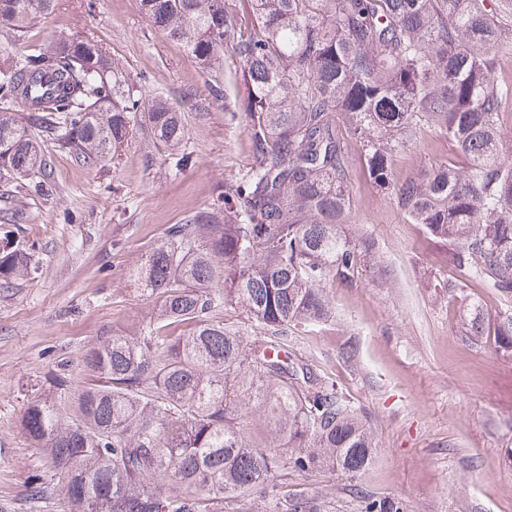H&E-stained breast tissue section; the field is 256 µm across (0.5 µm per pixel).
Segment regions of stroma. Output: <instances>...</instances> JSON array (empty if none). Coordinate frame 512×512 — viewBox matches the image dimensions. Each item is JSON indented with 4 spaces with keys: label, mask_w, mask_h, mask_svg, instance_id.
<instances>
[{
    "label": "stroma",
    "mask_w": 512,
    "mask_h": 512,
    "mask_svg": "<svg viewBox=\"0 0 512 512\" xmlns=\"http://www.w3.org/2000/svg\"><path fill=\"white\" fill-rule=\"evenodd\" d=\"M62 32L98 40L132 94L177 105L189 160L174 165L139 134L102 167L47 142L50 195L19 194L0 180V216H21L18 236L36 263L27 279L0 287V512H31V483L51 479L20 427L29 403L63 365L76 395L88 380L85 352L149 320L154 301L129 281V266L254 162L249 88L233 58L224 60L225 99H211L206 76L139 0H53L20 40L0 37V50L34 53ZM344 151L348 233L374 242L377 265L350 285L327 281L330 317L289 330L285 342L292 362L368 412L378 448L355 478L289 472L288 494L319 496L324 512H364L369 497L398 502L401 512H512V354L473 346L461 332L468 303L512 315V298L471 285L452 299L434 287L453 272L447 247L428 243L370 181L358 142ZM447 157V140L422 127L397 154L394 175L417 176Z\"/></svg>",
    "instance_id": "stroma-1"
}]
</instances>
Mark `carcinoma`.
<instances>
[{"mask_svg": "<svg viewBox=\"0 0 512 512\" xmlns=\"http://www.w3.org/2000/svg\"><path fill=\"white\" fill-rule=\"evenodd\" d=\"M53 0H0V31L21 35ZM244 23L224 0H140L152 25L209 76L231 52L250 88L253 167L217 202L170 225L128 271L159 307L133 336H106L84 357L92 373L66 421L55 392L32 400L21 426L51 471L27 498L52 512H321L288 498V471L364 473L376 443L367 416L305 365L281 358L298 324L330 314L321 285L352 283L373 243L351 238L344 143L359 141L369 178L408 223L448 247L455 274L512 297V145L502 137L512 84L495 81L512 45L498 0H251ZM94 38L61 34L44 52L0 62V177L43 192V139L86 164L107 160L136 121L188 160L184 125L158 98L125 94ZM433 121L452 158L398 184L394 152ZM0 224V285L28 276L32 253ZM224 291H213L214 281ZM245 307L250 340L218 317ZM463 336L512 353V316L467 307Z\"/></svg>", "mask_w": 512, "mask_h": 512, "instance_id": "cac0c4a2", "label": "carcinoma"}]
</instances>
